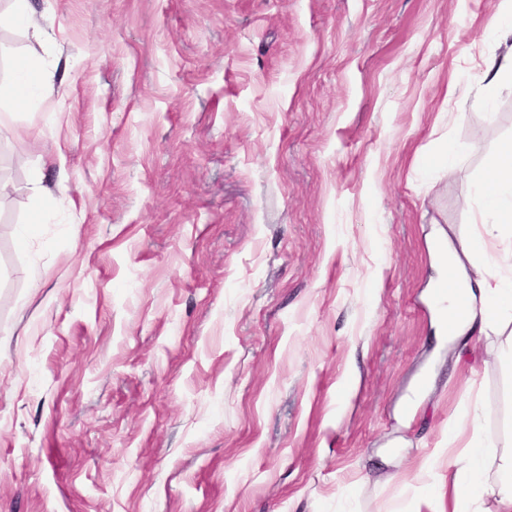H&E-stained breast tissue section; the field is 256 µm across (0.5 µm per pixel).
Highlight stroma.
I'll list each match as a JSON object with an SVG mask.
<instances>
[{"mask_svg":"<svg viewBox=\"0 0 512 512\" xmlns=\"http://www.w3.org/2000/svg\"><path fill=\"white\" fill-rule=\"evenodd\" d=\"M29 3L42 42L0 29V512H439L466 406L512 451V338L448 342L430 305L512 140V82L477 83L500 0ZM48 90H51L47 74L30 66L26 60H18L14 68L13 97L21 106L35 107Z\"/></svg>","mask_w":512,"mask_h":512,"instance_id":"stroma-1","label":"stroma"}]
</instances>
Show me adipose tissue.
Returning <instances> with one entry per match:
<instances>
[{"instance_id":"adipose-tissue-1","label":"adipose tissue","mask_w":512,"mask_h":512,"mask_svg":"<svg viewBox=\"0 0 512 512\" xmlns=\"http://www.w3.org/2000/svg\"><path fill=\"white\" fill-rule=\"evenodd\" d=\"M50 88L47 74L18 60L14 68L13 97L21 106H37ZM478 219L481 229L467 243L454 245L440 240L438 256L441 277L448 285L449 297L464 296L461 317L446 326L449 337L467 333L485 335L499 331L504 321H512V141L502 143L485 164V178L478 189ZM500 247L498 259L506 275L488 279L481 264L465 267L461 254L483 252L487 243ZM497 456V443L482 436L459 455L445 459L452 472L448 486V512H478L486 483H493L497 512H512V457L500 460L495 475H488L486 464Z\"/></svg>"}]
</instances>
